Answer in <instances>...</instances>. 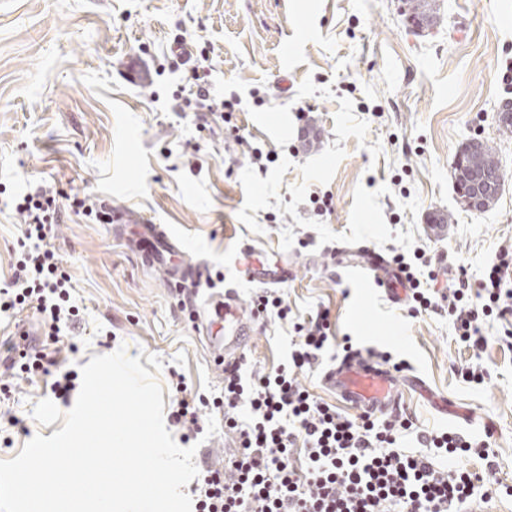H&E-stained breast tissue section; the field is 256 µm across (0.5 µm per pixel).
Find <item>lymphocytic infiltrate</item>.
I'll list each match as a JSON object with an SVG mask.
<instances>
[{"label":"lymphocytic infiltrate","instance_id":"1","mask_svg":"<svg viewBox=\"0 0 512 512\" xmlns=\"http://www.w3.org/2000/svg\"><path fill=\"white\" fill-rule=\"evenodd\" d=\"M169 52L173 69H187L188 89L176 93L180 111L217 112L232 124L239 101L215 95L203 66L206 51L192 53L182 36ZM21 219L19 258L10 282L0 287V316L24 309L38 312L47 339L78 329L80 310L71 302V277L45 241L63 212L106 222L88 194H70L38 185L16 199ZM415 312L434 311L447 302L458 342L473 362L463 371L468 382H483L479 362L489 346L481 322L503 321L502 344L512 343V248L501 249L486 267L478 286L459 273L454 288L434 294L421 279L422 253L396 254ZM297 338L285 363L274 370L243 376L240 365L224 369V429L237 441L228 469L202 460L193 487L197 512H477L486 495L483 477L468 460H488L487 441L456 431L428 432L401 413L384 417H350L318 401L298 380L321 364L329 348L328 311L295 323ZM207 401L192 394L177 377L170 420L190 433L200 429Z\"/></svg>","mask_w":512,"mask_h":512}]
</instances>
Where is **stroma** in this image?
<instances>
[{"mask_svg": "<svg viewBox=\"0 0 512 512\" xmlns=\"http://www.w3.org/2000/svg\"><path fill=\"white\" fill-rule=\"evenodd\" d=\"M208 49L215 94H237L238 137L219 115L199 126L172 111L169 92L184 75L163 69L174 34ZM512 102V0H0V284L9 283L21 226L13 198L45 184L163 224L191 259L236 287L244 303L258 289L238 282L241 242L285 253L296 275L279 288L293 319L269 316L246 352L249 367L288 358L292 322L323 309L330 332L354 348L390 352L429 395L408 392L404 409L427 430L486 439L493 468L476 460L493 504L512 512V350L490 343L483 384L466 382L470 354L445 313L413 315L383 289L336 274L339 244L393 255L420 249L440 289L459 269L478 283L500 249L512 247V138L498 112ZM306 109L298 118V109ZM495 142L504 183L495 202L468 209L453 165L472 139ZM274 153L259 170L249 147ZM330 205L319 209L317 201ZM445 218V235L430 224ZM72 278L83 318L50 345L57 371L80 372L92 356L125 348L156 355L155 379L171 403L173 374L189 390L220 394L224 377L161 273L143 267L114 225L71 216L48 238ZM42 339L33 310L0 320V460L35 435L51 436L35 404L53 399V374L10 368L18 334ZM448 399L439 412L433 399ZM224 462V417L203 409L190 438Z\"/></svg>", "mask_w": 512, "mask_h": 512, "instance_id": "obj_1", "label": "stroma"}]
</instances>
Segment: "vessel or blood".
Listing matches in <instances>:
<instances>
[{
  "mask_svg": "<svg viewBox=\"0 0 512 512\" xmlns=\"http://www.w3.org/2000/svg\"><path fill=\"white\" fill-rule=\"evenodd\" d=\"M112 221L128 225L127 242L146 266L160 271L169 287L192 299L194 329L202 335L217 363L241 361L256 325L253 311L241 302L236 289H225L209 295L203 303H196L198 287L207 280L209 271L204 262L186 258L178 236L146 219L128 223L125 214L117 210L112 213ZM335 255L360 257L363 269L389 283L388 294L393 300L404 299L406 290L398 285L399 273L382 252L361 245L336 248ZM235 266L244 281L258 286L284 284L293 276L287 258L263 260L250 245L240 249ZM322 382L339 401L362 413L389 414L397 412L400 406L401 395L393 371L360 352L325 371Z\"/></svg>",
  "mask_w": 512,
  "mask_h": 512,
  "instance_id": "b4317fda",
  "label": "vessel or blood"
}]
</instances>
